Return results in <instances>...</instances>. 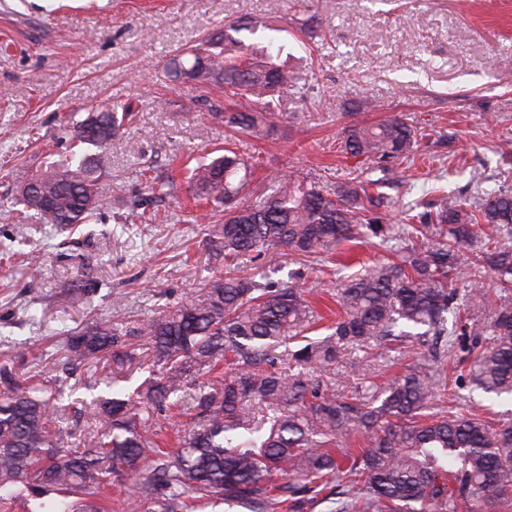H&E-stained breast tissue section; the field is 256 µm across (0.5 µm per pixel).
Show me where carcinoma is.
<instances>
[{"label": "carcinoma", "mask_w": 512, "mask_h": 512, "mask_svg": "<svg viewBox=\"0 0 512 512\" xmlns=\"http://www.w3.org/2000/svg\"><path fill=\"white\" fill-rule=\"evenodd\" d=\"M260 27L266 24L252 19L226 22L218 36L169 63L174 78L202 92L224 85L237 110L213 103L208 111L257 138L285 115L275 96L307 80L245 43L243 33ZM130 116L128 106L103 105L65 130L86 147L83 157L43 171L12 170L18 222L59 231L91 223L104 206L100 151ZM417 143L397 113L350 126L344 150L386 162L410 158ZM250 167L226 148L192 171L195 197L224 205V223L210 225L206 238L224 273L139 324L135 336L154 377L131 393L106 384L97 397L98 426L81 448H63L68 378L48 391L0 365V512H15L23 495L45 512H104L88 496L130 477L139 483L127 512H145L152 501L160 512H191L190 501L205 499L270 512L279 504L274 491L318 494L332 474L338 490L331 512H512V422L493 426L435 403L466 377L473 391L512 394V193L483 190L477 177L474 202L443 195L435 211L383 225L366 217L367 206L384 205L370 193L377 180L352 178L330 192L294 175L273 177L269 192L250 203L239 177ZM363 233L381 245L407 246L338 284L340 314L320 339L306 336L316 313L300 285L282 287L239 263L270 248L287 257L328 256ZM464 247L493 272L495 291L476 280L461 292L449 287ZM65 335L73 371L121 346L110 319ZM410 339L429 346L428 354L380 385L363 361L351 367L368 387L349 398L313 382L330 375L348 348ZM287 360L298 371L279 367ZM175 408L190 421L168 450L155 417Z\"/></svg>", "instance_id": "cac0c4a2"}]
</instances>
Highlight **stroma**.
<instances>
[{"instance_id":"1","label":"stroma","mask_w":512,"mask_h":512,"mask_svg":"<svg viewBox=\"0 0 512 512\" xmlns=\"http://www.w3.org/2000/svg\"><path fill=\"white\" fill-rule=\"evenodd\" d=\"M0 0V364L19 379L44 383L64 362L60 331L108 320L123 298L121 326H136L191 296L222 265L205 247L220 206L199 210L190 199L187 163L232 143L256 164L244 195L255 201L270 177L301 173L332 189L365 172L381 179L392 204L377 209L400 223L407 208L430 210L437 191L471 192L472 174L496 190L500 144L512 143V0ZM270 17L272 31L251 40L273 58L310 70L288 117L264 140L234 133L209 115L189 85L167 82L161 64L179 48L225 22ZM131 104L135 119L107 148L99 186L105 199L96 222L76 235L15 218L7 173L23 164L44 169L50 155L72 152L60 136L67 112L103 101ZM406 114L418 130L414 160L378 167L343 150L346 129L386 113ZM137 151H130V144ZM152 163L164 184L151 193L141 170ZM141 208H134V201ZM339 264L324 272L265 251L257 264L278 284L299 283L324 336L335 318L331 293L347 272L386 258L377 240L344 243ZM90 292L83 306L67 293L80 275ZM384 357V376L412 362L414 348L354 350L323 382L352 396L350 365ZM147 356L112 357L81 367L64 401L77 409L68 430L95 427L91 400L105 379L136 388L152 373Z\"/></svg>"}]
</instances>
